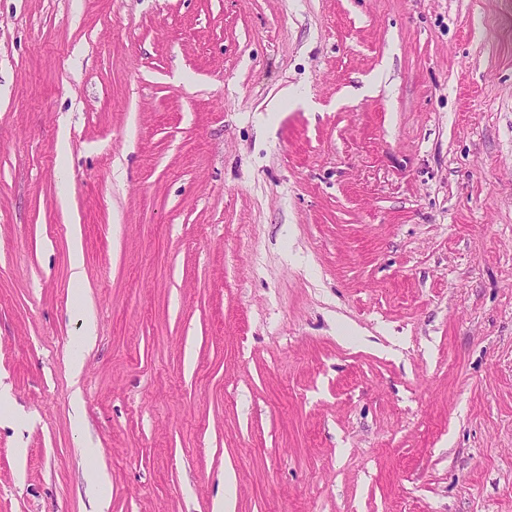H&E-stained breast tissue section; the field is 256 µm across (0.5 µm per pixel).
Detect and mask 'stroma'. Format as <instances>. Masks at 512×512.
Wrapping results in <instances>:
<instances>
[{
  "label": "stroma",
  "mask_w": 512,
  "mask_h": 512,
  "mask_svg": "<svg viewBox=\"0 0 512 512\" xmlns=\"http://www.w3.org/2000/svg\"><path fill=\"white\" fill-rule=\"evenodd\" d=\"M0 381V512H512V0H0Z\"/></svg>",
  "instance_id": "35a3bbf8"
}]
</instances>
